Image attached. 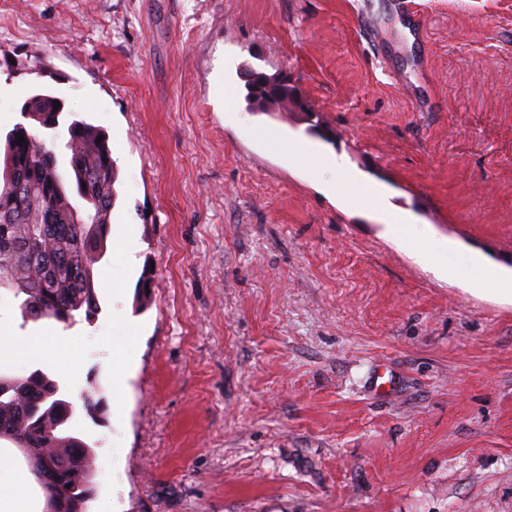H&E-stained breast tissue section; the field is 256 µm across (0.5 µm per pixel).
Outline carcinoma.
<instances>
[{
    "label": "carcinoma",
    "instance_id": "obj_1",
    "mask_svg": "<svg viewBox=\"0 0 512 512\" xmlns=\"http://www.w3.org/2000/svg\"><path fill=\"white\" fill-rule=\"evenodd\" d=\"M296 86L281 77L266 102H295ZM56 96L35 93L21 108L23 118L57 132L64 107ZM24 141H18L19 135ZM69 174L55 151L35 130L18 123L6 136L3 172L17 179L15 193L0 185V288L21 298L25 319L70 324L76 316L94 318L100 306L94 267L106 251L110 214L116 199L117 166L106 132L83 119L65 132ZM92 212L87 223L74 214L73 197ZM36 252L33 263L23 251ZM76 406L60 384L35 369L18 377L0 372V441L21 450L46 498V512H89L94 496V451L71 433Z\"/></svg>",
    "mask_w": 512,
    "mask_h": 512
}]
</instances>
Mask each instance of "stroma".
Listing matches in <instances>:
<instances>
[{"instance_id": "stroma-1", "label": "stroma", "mask_w": 512, "mask_h": 512, "mask_svg": "<svg viewBox=\"0 0 512 512\" xmlns=\"http://www.w3.org/2000/svg\"><path fill=\"white\" fill-rule=\"evenodd\" d=\"M419 3L0 7V140L43 88L117 163L97 318L26 322L0 288V334L68 346L0 369L100 403L73 420L90 512H512V297L467 288L475 258L512 277V0ZM250 68L301 106L251 111ZM335 154L423 236L330 194Z\"/></svg>"}]
</instances>
